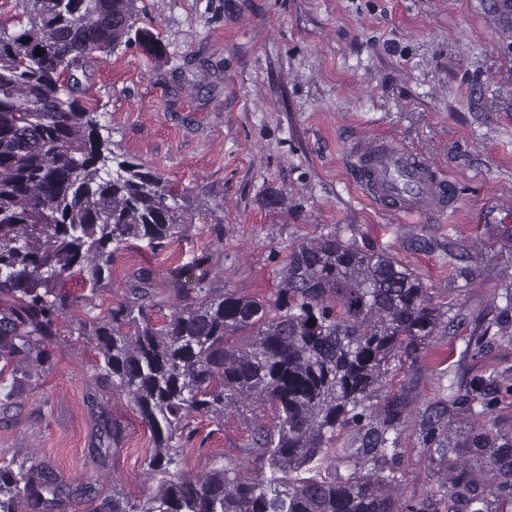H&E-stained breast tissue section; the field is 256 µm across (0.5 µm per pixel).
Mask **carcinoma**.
<instances>
[{"label": "carcinoma", "instance_id": "1", "mask_svg": "<svg viewBox=\"0 0 512 512\" xmlns=\"http://www.w3.org/2000/svg\"><path fill=\"white\" fill-rule=\"evenodd\" d=\"M136 2L22 0L26 24L0 32V294L10 298L0 311V354L29 366L50 360L69 308L59 290L65 278L84 272L100 288L120 252L139 243L162 251L200 214L146 165L111 149L97 113L70 82L72 70L123 43L160 49L157 34L134 28ZM209 260L201 253L170 269L188 268L195 280L163 325L153 321V272L143 268L126 302L92 322L89 333L100 377L127 395L151 431L147 470L159 491L132 505L33 461L16 471L0 466V512H65L76 496L95 503L90 512H438L428 499L401 503L391 463L404 411L395 398L373 404L392 363L417 358L448 326V311L423 281L337 228L288 244L266 299L212 288ZM505 301L471 337L472 354L512 344V284ZM17 385L0 380V407L12 403ZM503 389L512 393V369L473 381L415 430L448 471L444 512H493L491 498L512 496V430L491 412L493 394ZM243 400L271 412V423H255L245 447L260 469L222 453L200 476L179 472L190 418L222 423ZM455 409L473 419L459 443L445 421ZM346 428L363 432L362 446L354 438L338 442ZM336 443L329 462L326 450Z\"/></svg>", "mask_w": 512, "mask_h": 512}]
</instances>
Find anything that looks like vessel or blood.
Segmentation results:
<instances>
[{
  "mask_svg": "<svg viewBox=\"0 0 512 512\" xmlns=\"http://www.w3.org/2000/svg\"><path fill=\"white\" fill-rule=\"evenodd\" d=\"M352 171L379 207L404 217L443 216L459 198L455 182L440 168L377 141L354 153Z\"/></svg>",
  "mask_w": 512,
  "mask_h": 512,
  "instance_id": "vessel-or-blood-1",
  "label": "vessel or blood"
}]
</instances>
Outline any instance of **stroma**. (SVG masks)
<instances>
[{"label":"stroma","mask_w":512,"mask_h":512,"mask_svg":"<svg viewBox=\"0 0 512 512\" xmlns=\"http://www.w3.org/2000/svg\"><path fill=\"white\" fill-rule=\"evenodd\" d=\"M138 26L161 48L119 46L74 72L114 149L139 159L208 210L175 241L176 256L205 252L214 286L271 296L275 255L289 241L340 228L387 250L448 307V326L392 378L407 413L393 468L406 503L436 495L443 471L412 432L450 385L512 368V345L464 353L512 283V24L485 0H138ZM379 141L417 152L459 191L440 220L385 212L351 177L352 149ZM224 224L216 241L208 227ZM154 272L163 322L181 280L148 250H130L99 289L61 282L70 308L50 364L0 413V458L35 456L72 484L139 504L157 488L145 458L148 427L127 396L101 381L80 321L125 301L140 268ZM260 404L223 423L194 420L180 468L195 476L216 452L242 457ZM123 437L94 454L104 420Z\"/></svg>","instance_id":"stroma-1"}]
</instances>
